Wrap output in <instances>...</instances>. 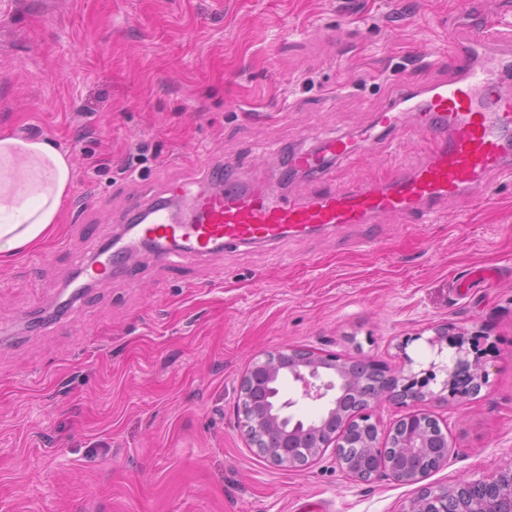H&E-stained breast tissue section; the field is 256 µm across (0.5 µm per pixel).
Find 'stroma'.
Wrapping results in <instances>:
<instances>
[{"mask_svg": "<svg viewBox=\"0 0 512 512\" xmlns=\"http://www.w3.org/2000/svg\"><path fill=\"white\" fill-rule=\"evenodd\" d=\"M461 0H0V129L47 138L73 182L47 243L0 264V512H407L416 486L357 482L334 449L299 470L237 422L249 363L283 347L414 369L419 334L477 333L488 383L451 406L448 462L427 479L512 467V179L430 224L346 225L276 247L175 264L143 255L48 323L71 260L126 223L133 200L201 182L215 163L250 187L322 133L357 135L402 85L447 74ZM415 133L333 164L331 187L390 175ZM143 162L123 167L131 145Z\"/></svg>", "mask_w": 512, "mask_h": 512, "instance_id": "35a3bbf8", "label": "stroma"}]
</instances>
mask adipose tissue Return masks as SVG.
I'll return each mask as SVG.
<instances>
[{
    "instance_id": "obj_1",
    "label": "adipose tissue",
    "mask_w": 512,
    "mask_h": 512,
    "mask_svg": "<svg viewBox=\"0 0 512 512\" xmlns=\"http://www.w3.org/2000/svg\"><path fill=\"white\" fill-rule=\"evenodd\" d=\"M72 181L69 160L50 142L0 133V261L50 236Z\"/></svg>"
}]
</instances>
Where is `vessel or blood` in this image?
Listing matches in <instances>:
<instances>
[{
    "label": "vessel or blood",
    "instance_id": "obj_1",
    "mask_svg": "<svg viewBox=\"0 0 512 512\" xmlns=\"http://www.w3.org/2000/svg\"><path fill=\"white\" fill-rule=\"evenodd\" d=\"M504 28L512 30V21L502 14L481 26L449 24L453 65L447 76L402 88L358 139L326 135L315 150L294 159L296 167L324 174L331 161L351 157L357 144L424 130L423 148L386 178L302 200L240 192L228 173L220 194L175 186L184 204L177 213L161 201H134L133 213H150L141 235L187 241L193 256L206 257L227 246L273 245L290 234L337 225L385 218L426 224L448 200L471 198L494 178H512V79L503 77L512 67V41L501 42Z\"/></svg>",
    "mask_w": 512,
    "mask_h": 512
}]
</instances>
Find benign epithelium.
I'll return each instance as SVG.
<instances>
[{
  "label": "benign epithelium",
  "mask_w": 512,
  "mask_h": 512,
  "mask_svg": "<svg viewBox=\"0 0 512 512\" xmlns=\"http://www.w3.org/2000/svg\"><path fill=\"white\" fill-rule=\"evenodd\" d=\"M427 344L440 355L454 349L453 365L430 362L429 368L413 371V360L403 354L401 364L391 369L363 359L369 370L382 377L381 388L356 413L345 407L344 396L357 392L361 383L355 360L341 359L318 350L288 347L265 356L248 367L239 383L238 414L248 439L263 440L264 456L278 465L302 469L319 459L329 448H340L352 431L361 432V454L350 460L336 454L341 468L356 481L368 482L381 471L396 481L418 485L407 512H447L448 501L455 512H512V469L490 480L460 479L448 488L425 484L431 473L448 463V436L433 416L412 411L387 432L371 421L372 408L385 401L419 404L426 401H462L488 382V373L468 332L446 324L431 327ZM445 373L440 392L430 389L437 373ZM300 386L301 397L324 401L325 416L301 422L286 413L295 401L278 400L277 385L284 378Z\"/></svg>",
  "instance_id": "obj_1"
}]
</instances>
